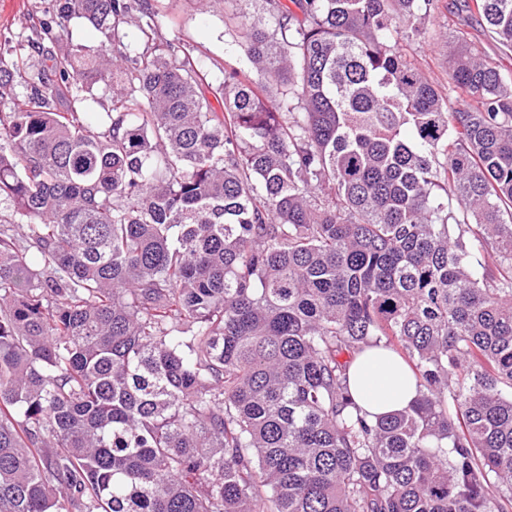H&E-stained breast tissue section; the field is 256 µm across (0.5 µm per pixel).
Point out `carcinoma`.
<instances>
[{"instance_id": "1", "label": "carcinoma", "mask_w": 512, "mask_h": 512, "mask_svg": "<svg viewBox=\"0 0 512 512\" xmlns=\"http://www.w3.org/2000/svg\"><path fill=\"white\" fill-rule=\"evenodd\" d=\"M234 2L217 86L150 0H56L51 89L0 53V512H512V77L423 76L439 0ZM378 345L420 397L371 421Z\"/></svg>"}]
</instances>
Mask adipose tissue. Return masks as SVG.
<instances>
[{"instance_id": "adipose-tissue-1", "label": "adipose tissue", "mask_w": 512, "mask_h": 512, "mask_svg": "<svg viewBox=\"0 0 512 512\" xmlns=\"http://www.w3.org/2000/svg\"><path fill=\"white\" fill-rule=\"evenodd\" d=\"M349 390L372 417L407 408L419 396L408 366L382 347L367 348L356 357L349 370Z\"/></svg>"}]
</instances>
